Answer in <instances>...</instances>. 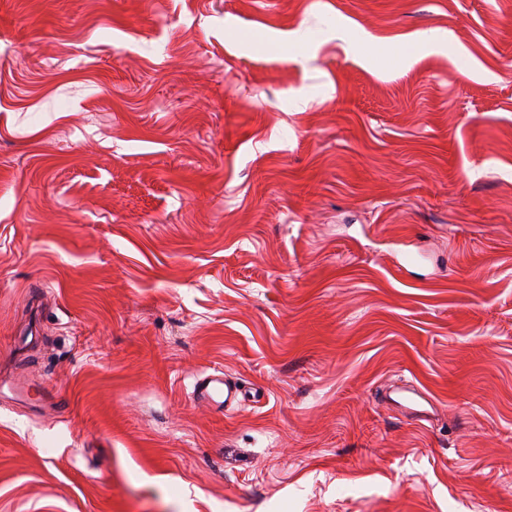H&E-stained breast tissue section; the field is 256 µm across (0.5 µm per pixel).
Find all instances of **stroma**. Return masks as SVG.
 I'll use <instances>...</instances> for the list:
<instances>
[{"label":"stroma","instance_id":"stroma-1","mask_svg":"<svg viewBox=\"0 0 512 512\" xmlns=\"http://www.w3.org/2000/svg\"><path fill=\"white\" fill-rule=\"evenodd\" d=\"M23 375L0 512H512V0H0ZM251 387L224 373L203 374L197 378L193 394L198 401L208 403L215 412L228 414L250 394Z\"/></svg>","mask_w":512,"mask_h":512}]
</instances>
